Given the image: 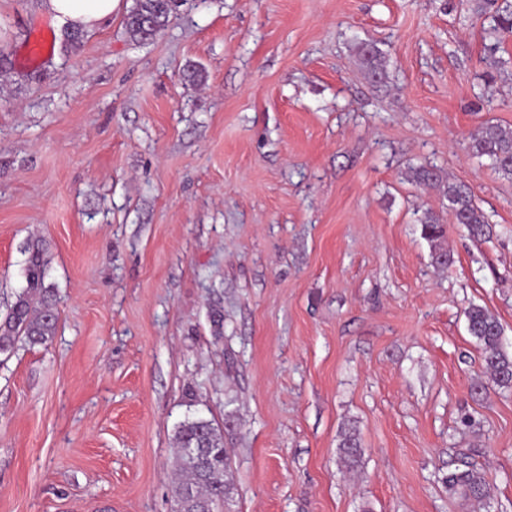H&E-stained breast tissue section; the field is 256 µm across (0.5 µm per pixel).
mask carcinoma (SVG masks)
Masks as SVG:
<instances>
[{"instance_id":"carcinoma-1","label":"carcinoma","mask_w":512,"mask_h":512,"mask_svg":"<svg viewBox=\"0 0 512 512\" xmlns=\"http://www.w3.org/2000/svg\"><path fill=\"white\" fill-rule=\"evenodd\" d=\"M186 3L187 0H134L125 19V31L131 39L145 44L164 30L172 14ZM501 32H512V18H503L490 29V42L485 45L488 55H494L499 49L498 34ZM359 55L372 81L381 82L386 78L385 61L376 46L362 44ZM468 150L477 158H488L492 169L512 179V131L486 123L470 134ZM413 179L423 186L442 182L440 172L427 167L414 170ZM445 195L453 223L466 228L474 238L486 235L488 222L466 185L450 181L446 183ZM420 223L423 235L434 243V263L441 267L450 265L451 254L441 248L446 225L431 214L421 218ZM28 252L26 286L10 305L6 318L0 321L1 353L13 348L21 339L31 344L46 345L53 339L57 328L54 295L45 285L46 249L42 241L34 240L28 245ZM466 318L468 332L479 345L485 370L498 385L512 387V356L502 349L501 323L479 305L469 307ZM174 440L178 479L175 510L223 512L224 504L231 501L232 488L224 482L229 457L221 430L203 417H187L176 425ZM340 456L351 468L359 463L361 448L352 428L342 434ZM447 484L448 492L466 500L482 502L489 497L483 472L467 462L463 467L448 472Z\"/></svg>"}]
</instances>
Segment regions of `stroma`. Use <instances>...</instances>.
Masks as SVG:
<instances>
[{
    "label": "stroma",
    "instance_id": "35a3bbf8",
    "mask_svg": "<svg viewBox=\"0 0 512 512\" xmlns=\"http://www.w3.org/2000/svg\"><path fill=\"white\" fill-rule=\"evenodd\" d=\"M132 5L73 50L44 0H0V315L36 238L58 311L0 354V512H172L189 416L224 433L230 512H512V387L465 316L512 355V179L464 148L512 129V35L485 59L461 0H199L141 44ZM421 166L491 228L448 224L447 268ZM465 461L487 504L449 495ZM359 55L366 73L373 82H381L386 78L385 61L375 45L362 44L359 47ZM420 223L422 224L423 235L431 243H434V263L441 267L450 265L453 262L451 254H447V252L440 247L442 240L446 236L447 224H443L439 217L433 216L432 214H425V216L420 219ZM467 329L481 351L482 364L495 382L512 387V356L502 349L503 328L499 320L486 308L472 305L466 311ZM340 456L349 467H356L361 456L360 443L357 434L353 428L345 431L341 436Z\"/></svg>",
    "mask_w": 512,
    "mask_h": 512
}]
</instances>
